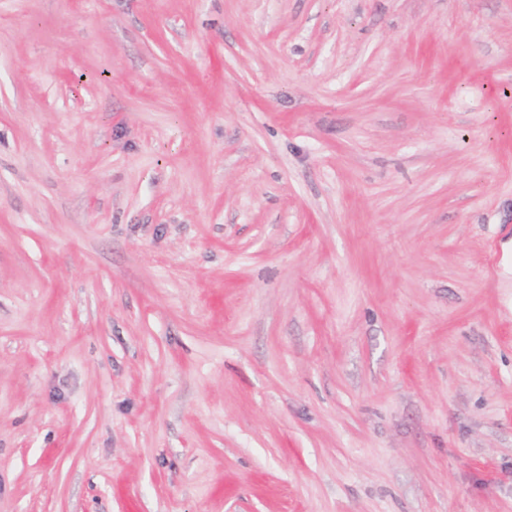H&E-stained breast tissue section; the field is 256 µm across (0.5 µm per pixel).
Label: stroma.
Wrapping results in <instances>:
<instances>
[{"instance_id": "obj_1", "label": "stroma", "mask_w": 512, "mask_h": 512, "mask_svg": "<svg viewBox=\"0 0 512 512\" xmlns=\"http://www.w3.org/2000/svg\"><path fill=\"white\" fill-rule=\"evenodd\" d=\"M0 512H512V0H0Z\"/></svg>"}]
</instances>
